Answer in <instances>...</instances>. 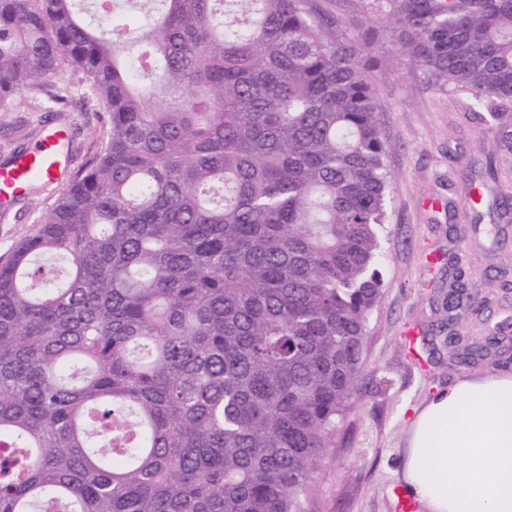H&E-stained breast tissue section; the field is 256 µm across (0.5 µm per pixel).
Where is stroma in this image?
Segmentation results:
<instances>
[{"label":"stroma","instance_id":"35a3bbf8","mask_svg":"<svg viewBox=\"0 0 512 512\" xmlns=\"http://www.w3.org/2000/svg\"><path fill=\"white\" fill-rule=\"evenodd\" d=\"M308 8L333 20L338 41L361 38L369 0H307ZM365 71L371 85L386 165L392 176L387 220L382 230V297L374 309L363 355V404L348 417L322 465L305 512H397L394 489L402 471L414 408L438 390L469 377L495 375L493 367L448 365L437 326L455 265L470 266L471 286L481 300L461 320L462 333L483 336L512 315V212L498 225L502 244L485 229L489 207L512 197V143L465 106L462 95L426 83L393 37L379 31ZM67 95L59 111L55 95ZM105 122L84 74L68 65L44 81L41 92L23 95L10 112H0V164L39 138L46 127L69 129L62 147L69 176L100 147ZM483 203L470 207L471 185ZM64 182L38 186L0 208V262L31 235L56 203ZM421 334L407 347L409 329Z\"/></svg>","mask_w":512,"mask_h":512}]
</instances>
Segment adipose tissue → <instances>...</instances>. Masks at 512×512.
<instances>
[{"mask_svg":"<svg viewBox=\"0 0 512 512\" xmlns=\"http://www.w3.org/2000/svg\"><path fill=\"white\" fill-rule=\"evenodd\" d=\"M404 478L429 512H512V375L434 394L411 422Z\"/></svg>","mask_w":512,"mask_h":512,"instance_id":"1","label":"adipose tissue"}]
</instances>
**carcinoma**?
Wrapping results in <instances>:
<instances>
[{"label": "carcinoma", "mask_w": 512, "mask_h": 512, "mask_svg": "<svg viewBox=\"0 0 512 512\" xmlns=\"http://www.w3.org/2000/svg\"><path fill=\"white\" fill-rule=\"evenodd\" d=\"M430 84L512 107V0H371ZM107 128L0 265V512H303L383 290L389 175L354 43L303 0H0V112L62 62ZM60 261L65 278L44 276ZM452 358L512 366V336Z\"/></svg>", "instance_id": "1"}]
</instances>
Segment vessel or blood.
I'll use <instances>...</instances> for the list:
<instances>
[{
  "instance_id": "1",
  "label": "vessel or blood",
  "mask_w": 512,
  "mask_h": 512,
  "mask_svg": "<svg viewBox=\"0 0 512 512\" xmlns=\"http://www.w3.org/2000/svg\"><path fill=\"white\" fill-rule=\"evenodd\" d=\"M68 137L67 129H47L18 156L0 164V205L26 194L38 184L59 181L63 173L61 146Z\"/></svg>"
}]
</instances>
